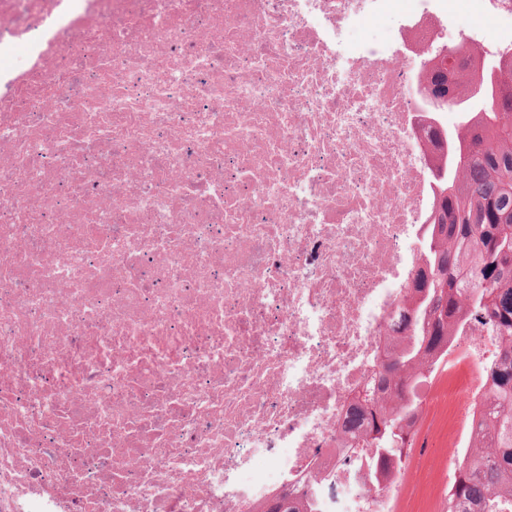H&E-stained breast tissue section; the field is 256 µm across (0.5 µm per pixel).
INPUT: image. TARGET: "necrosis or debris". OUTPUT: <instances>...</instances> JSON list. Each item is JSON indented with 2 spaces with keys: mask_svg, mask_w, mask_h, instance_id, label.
I'll use <instances>...</instances> for the list:
<instances>
[{
  "mask_svg": "<svg viewBox=\"0 0 512 512\" xmlns=\"http://www.w3.org/2000/svg\"><path fill=\"white\" fill-rule=\"evenodd\" d=\"M419 0H0V512H254L334 451L435 204ZM495 345L448 350L467 447ZM269 460L267 469L257 466Z\"/></svg>",
  "mask_w": 512,
  "mask_h": 512,
  "instance_id": "necrosis-or-debris-1",
  "label": "necrosis or debris"
}]
</instances>
